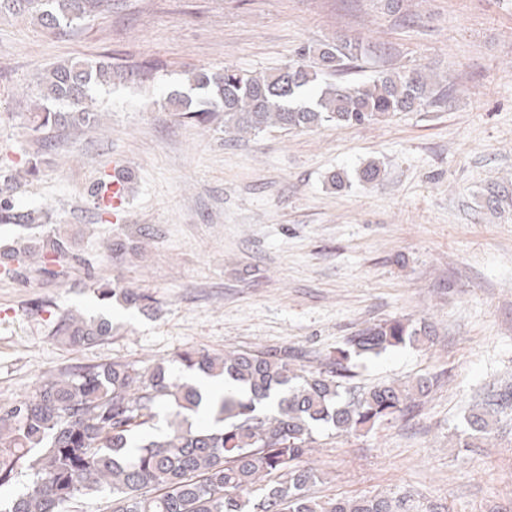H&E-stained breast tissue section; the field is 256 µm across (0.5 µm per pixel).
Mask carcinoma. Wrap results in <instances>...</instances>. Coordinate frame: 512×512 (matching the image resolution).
Masks as SVG:
<instances>
[{
	"mask_svg": "<svg viewBox=\"0 0 512 512\" xmlns=\"http://www.w3.org/2000/svg\"><path fill=\"white\" fill-rule=\"evenodd\" d=\"M103 0H0V15H30L52 33L95 12ZM346 42L303 49V59L270 73L247 74L233 66L200 70L191 87L206 92L210 108L195 110L190 96L172 92L166 106L200 123L224 113V130L259 134L270 127L309 130L324 124L364 125L411 112L437 100L439 79L431 71L383 72L357 85L329 82L356 59ZM126 72L102 60H67L47 69L36 84L32 131L42 149L58 127L98 123L89 106L95 85L112 84ZM48 211L17 209L13 177L0 182V224H50ZM42 270L77 259L68 237L49 235L10 254L4 274L18 275L30 257ZM104 299L119 297L139 309L152 298L128 288H101ZM112 335L106 318L60 317L57 341L95 343ZM430 327L392 318L350 337L315 371L293 351L267 349L224 354L185 350L152 367L107 362L76 366L39 383L31 394L0 407V487L26 477L27 492L0 500V512H68L76 501L104 490L113 512H401L388 496L321 501L310 489L322 481L304 460L316 430L369 431L404 416L429 394L431 379L373 387L351 384L354 357L379 356L406 343H423ZM199 371L224 378L235 389L211 403L213 424L194 427L201 394L181 373ZM172 417L169 430L151 434L159 413ZM512 413V389L478 404L465 415L470 444L489 439Z\"/></svg>",
	"mask_w": 512,
	"mask_h": 512,
	"instance_id": "obj_1",
	"label": "carcinoma"
}]
</instances>
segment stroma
I'll return each mask as SVG.
<instances>
[{
  "instance_id": "1",
  "label": "stroma",
  "mask_w": 512,
  "mask_h": 512,
  "mask_svg": "<svg viewBox=\"0 0 512 512\" xmlns=\"http://www.w3.org/2000/svg\"><path fill=\"white\" fill-rule=\"evenodd\" d=\"M340 40L358 52L344 81L427 67L443 97L385 121L256 136L162 106L195 70L270 72ZM75 57L158 68L98 94L99 128L56 132L27 175L36 78ZM116 160L134 179L123 219L103 223L90 188ZM371 160L380 179L358 182ZM0 168L19 180V209L53 213L0 224V242L61 225L81 258L60 283L37 263L0 276V405L73 366L191 349L286 347L315 368L359 329L407 318L431 342L354 361L353 382L424 375L430 394L369 432L319 431L314 495L512 512V425L467 448L462 424L472 396L512 381V201L486 204L489 187L512 184V0H108L57 35L0 18ZM336 170L344 189L328 183ZM101 281L151 295L155 313L99 299ZM71 313L111 320V336L59 344L51 320Z\"/></svg>"
}]
</instances>
